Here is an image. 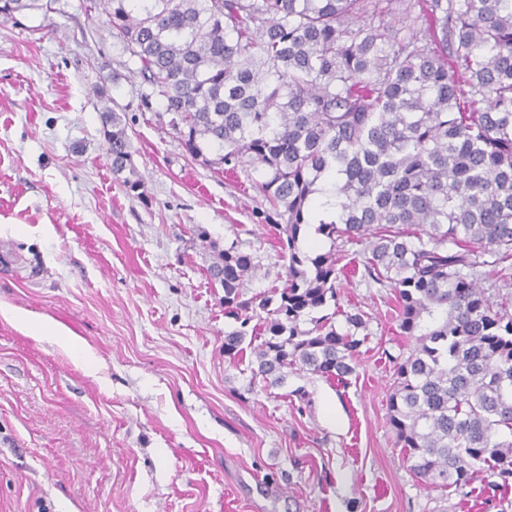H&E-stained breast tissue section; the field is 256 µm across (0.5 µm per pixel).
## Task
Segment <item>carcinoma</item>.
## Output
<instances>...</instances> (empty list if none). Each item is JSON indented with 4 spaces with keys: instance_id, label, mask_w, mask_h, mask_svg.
Instances as JSON below:
<instances>
[{
    "instance_id": "1",
    "label": "carcinoma",
    "mask_w": 512,
    "mask_h": 512,
    "mask_svg": "<svg viewBox=\"0 0 512 512\" xmlns=\"http://www.w3.org/2000/svg\"><path fill=\"white\" fill-rule=\"evenodd\" d=\"M392 0H101L191 159L244 163L278 230L285 279L244 297L257 256L235 240L224 355L253 346L250 387L305 371L346 386L365 343L359 312L330 307L348 257L395 293L400 335L388 421L431 488L512 483V0H429L422 32L389 25ZM36 0H0V15ZM378 23H362L366 16ZM112 174L143 197L119 113L102 110ZM332 249L302 248L307 227ZM332 312H326V309ZM344 327H336V317ZM311 328L303 327L305 323Z\"/></svg>"
}]
</instances>
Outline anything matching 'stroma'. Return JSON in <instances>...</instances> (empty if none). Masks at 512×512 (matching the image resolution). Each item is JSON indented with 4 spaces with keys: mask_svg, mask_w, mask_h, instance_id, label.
Segmentation results:
<instances>
[{
    "mask_svg": "<svg viewBox=\"0 0 512 512\" xmlns=\"http://www.w3.org/2000/svg\"><path fill=\"white\" fill-rule=\"evenodd\" d=\"M148 90L97 0L0 15V307L96 357L87 371L0 318V512H512L482 477L426 487L396 445L392 358L410 346L390 289L339 282L370 332L349 386L301 372L249 390L212 248L250 243L251 297L285 275L276 230L244 172L191 160L161 104L144 109ZM106 102L143 196L112 174Z\"/></svg>",
    "mask_w": 512,
    "mask_h": 512,
    "instance_id": "35a3bbf8",
    "label": "stroma"
}]
</instances>
